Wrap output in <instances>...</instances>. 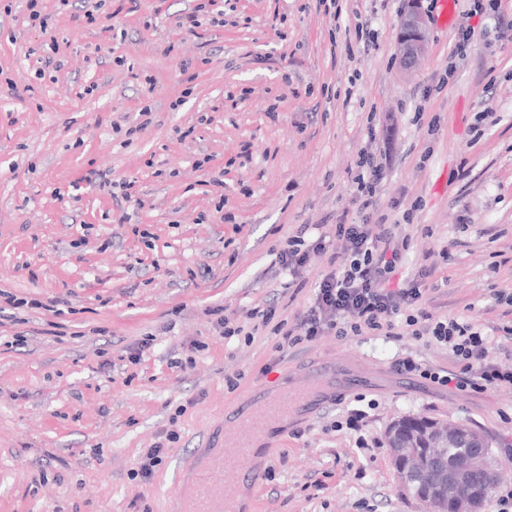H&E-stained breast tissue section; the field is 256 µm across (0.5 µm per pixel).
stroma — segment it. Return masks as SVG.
I'll list each match as a JSON object with an SVG mask.
<instances>
[{
    "label": "stroma",
    "mask_w": 512,
    "mask_h": 512,
    "mask_svg": "<svg viewBox=\"0 0 512 512\" xmlns=\"http://www.w3.org/2000/svg\"><path fill=\"white\" fill-rule=\"evenodd\" d=\"M42 0L46 30L0 0V512H174L237 412L318 360L371 364L364 386L270 432L241 512H425L391 462L388 426L424 416L483 434L512 482V388L403 382L410 354L452 368L410 334L321 337L279 351L272 326L225 341L275 307L294 325L343 241L300 283L276 254L303 224L358 221L349 169L374 154L376 208L428 268L427 307L493 329L512 293V0L473 13L417 0L421 67L396 61L408 0H224V25L181 27L201 0ZM366 22L371 41L351 30ZM475 32L465 60L449 52ZM492 118H485V111ZM132 182L136 205L91 173ZM410 223H402L404 213ZM239 375L236 389L224 379ZM375 400L367 449L330 429ZM179 434L151 481L142 449Z\"/></svg>",
    "instance_id": "1"
}]
</instances>
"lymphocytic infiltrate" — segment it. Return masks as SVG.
<instances>
[{
	"label": "lymphocytic infiltrate",
	"mask_w": 512,
	"mask_h": 512,
	"mask_svg": "<svg viewBox=\"0 0 512 512\" xmlns=\"http://www.w3.org/2000/svg\"><path fill=\"white\" fill-rule=\"evenodd\" d=\"M351 178L363 221L340 223L334 229L336 238L348 245V261L342 266L328 265L300 320L283 332L284 346L291 349L310 344L328 334L340 339L367 333L389 335L402 325L411 328L413 336H429L445 344L454 367L448 370L406 356L395 363L398 373L460 391L512 386V368L489 361L493 341L480 326L429 315L427 288L421 277L406 279L399 288L390 287L391 274L406 264L409 243L375 210L382 166L373 154H361Z\"/></svg>",
	"instance_id": "obj_1"
}]
</instances>
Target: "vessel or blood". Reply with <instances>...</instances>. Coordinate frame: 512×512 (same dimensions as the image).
Instances as JSON below:
<instances>
[{"label":"vessel or blood","mask_w":512,"mask_h":512,"mask_svg":"<svg viewBox=\"0 0 512 512\" xmlns=\"http://www.w3.org/2000/svg\"><path fill=\"white\" fill-rule=\"evenodd\" d=\"M346 370L331 365L315 367L305 384L287 388L268 399L257 411L243 415L199 477L189 497L176 512H238L241 481L256 479L251 469L253 446L272 425L287 419L321 387L345 389Z\"/></svg>","instance_id":"b4317fda"}]
</instances>
